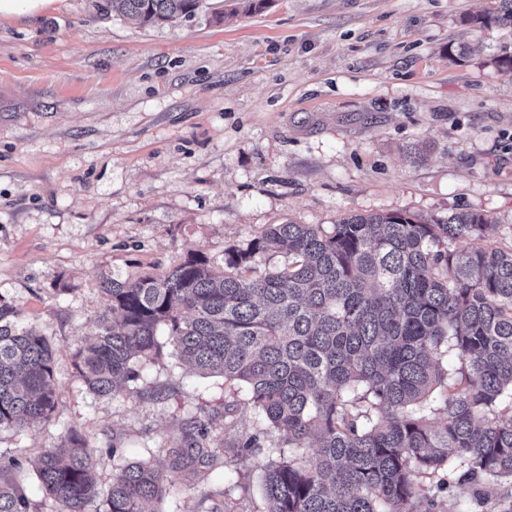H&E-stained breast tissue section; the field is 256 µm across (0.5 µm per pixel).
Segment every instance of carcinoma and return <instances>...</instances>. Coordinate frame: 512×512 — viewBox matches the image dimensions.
Here are the masks:
<instances>
[{
    "label": "carcinoma",
    "instance_id": "cac0c4a2",
    "mask_svg": "<svg viewBox=\"0 0 512 512\" xmlns=\"http://www.w3.org/2000/svg\"><path fill=\"white\" fill-rule=\"evenodd\" d=\"M200 0H104L99 10L142 27L192 18ZM482 31L512 25L499 13L465 18ZM497 224L481 212L430 223L403 214L354 215L331 231L273 224L222 265L190 255L134 280L100 283L107 311L77 350L79 373L99 397L124 393L136 362L165 346L201 375L243 391L283 445L261 490L267 512H417L438 479L484 494L512 479V250H456ZM286 261L260 269L265 257ZM166 337L160 342L159 337ZM58 400L53 350L0 302V428L49 419ZM305 448L304 456L293 453ZM220 446L208 424L185 422L165 449L171 472L192 478ZM95 450L69 444L41 454L35 472L60 512H86L97 496ZM0 456V512H30ZM173 488L152 459L112 476L105 512H143Z\"/></svg>",
    "mask_w": 512,
    "mask_h": 512
}]
</instances>
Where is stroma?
<instances>
[{
    "mask_svg": "<svg viewBox=\"0 0 512 512\" xmlns=\"http://www.w3.org/2000/svg\"><path fill=\"white\" fill-rule=\"evenodd\" d=\"M100 2L0 18V301L51 342L59 387L48 421L0 428V455L22 461L30 512H58L34 462L80 434L102 512L113 473L167 468L196 416L223 451L145 512H267L276 456L263 440L238 456L255 415L223 377L166 352L137 362L132 394L89 391L75 352L106 310L100 282L351 215L480 211L488 243L512 247V72L496 64L512 27L464 22L500 0H204L148 28Z\"/></svg>",
    "mask_w": 512,
    "mask_h": 512,
    "instance_id": "35a3bbf8",
    "label": "stroma"
}]
</instances>
